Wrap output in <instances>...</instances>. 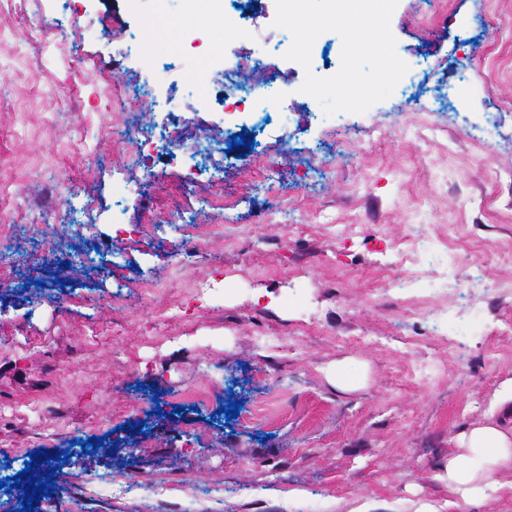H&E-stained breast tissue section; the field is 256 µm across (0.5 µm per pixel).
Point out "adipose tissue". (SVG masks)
<instances>
[{
  "instance_id": "1",
  "label": "adipose tissue",
  "mask_w": 512,
  "mask_h": 512,
  "mask_svg": "<svg viewBox=\"0 0 512 512\" xmlns=\"http://www.w3.org/2000/svg\"><path fill=\"white\" fill-rule=\"evenodd\" d=\"M459 452L451 456L440 478L451 492L464 497L480 498L497 491L493 482H485L487 462L512 470V426L496 422L477 425L461 431L457 438Z\"/></svg>"
}]
</instances>
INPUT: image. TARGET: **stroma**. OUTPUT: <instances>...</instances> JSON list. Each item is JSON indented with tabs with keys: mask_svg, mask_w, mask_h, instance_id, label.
Instances as JSON below:
<instances>
[{
	"mask_svg": "<svg viewBox=\"0 0 512 512\" xmlns=\"http://www.w3.org/2000/svg\"><path fill=\"white\" fill-rule=\"evenodd\" d=\"M109 11L120 34L98 39L93 20ZM151 14L148 0H88L84 38L69 37L67 0H0V225L18 230L7 242L13 259L0 290V336L25 339L0 347V512H19L24 498L13 476L32 451L67 457L55 472L57 493L34 500V512H181L142 495L90 497L85 482L102 473L122 481L130 471L154 480L195 477L214 488L205 512H352L366 501L387 512H512V471L493 469L502 490L469 501L439 480L455 454V437L484 424L501 384L512 380V283L503 279L500 247L512 246V0H448V18L426 20L422 0H398L390 26L413 92L390 96L374 112L343 121L367 156L328 180L300 178L297 161L334 156L323 139L319 103L299 93L306 70L280 59L292 134L291 160L278 168L284 195L272 223L262 221L264 194H245L240 158L262 155L274 140L260 118L234 127L220 171L184 185L186 169L133 161L120 133L121 109L100 105L105 85L94 62L151 76L165 63L174 96H160L152 116L193 104L200 73L188 48L190 22ZM275 0H254L255 42L290 48L276 27ZM152 28L156 52L127 54V35ZM430 112L434 137L418 136ZM244 136L246 143L234 145ZM497 170L489 182L488 170ZM149 170L147 197L119 201L118 182ZM73 186L55 213L34 217L25 198L46 187ZM238 193L221 233L200 255L180 253L185 224L213 223L207 202ZM96 202L93 229L70 237L69 258L48 254L60 225L83 201ZM143 225L135 239L112 237V216ZM448 226L463 238L453 273L462 290L431 296L479 324L470 334L444 333L437 316L412 314L403 294L384 295L382 244ZM236 281L223 301L190 318L157 327L128 299L138 282L162 276L155 299L185 298L214 269ZM262 299H255V292ZM82 303L58 314L56 301ZM291 331L290 348L274 340ZM420 340L407 349L398 338ZM361 377L337 389L327 372ZM220 387L207 406L173 404L171 392L202 376ZM240 402L235 419L223 411ZM96 422V436L115 443L112 456L82 449L74 428Z\"/></svg>",
	"mask_w": 512,
	"mask_h": 512,
	"instance_id": "obj_1",
	"label": "stroma"
}]
</instances>
